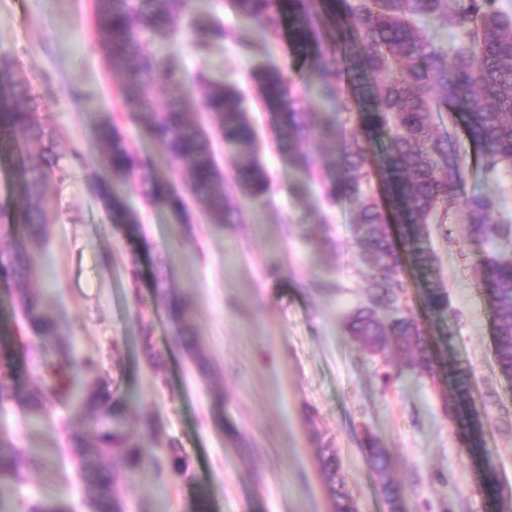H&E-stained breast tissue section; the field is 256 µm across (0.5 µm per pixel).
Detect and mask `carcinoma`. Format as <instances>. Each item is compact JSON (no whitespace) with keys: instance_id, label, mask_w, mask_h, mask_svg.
<instances>
[{"instance_id":"cac0c4a2","label":"carcinoma","mask_w":512,"mask_h":512,"mask_svg":"<svg viewBox=\"0 0 512 512\" xmlns=\"http://www.w3.org/2000/svg\"><path fill=\"white\" fill-rule=\"evenodd\" d=\"M240 15L277 37L288 19L293 55L308 60L317 93L325 101L343 99L345 109L359 112L358 126L349 132L326 120L316 126L302 106L288 77L279 70L257 69L252 80L266 109L276 113L277 144L281 152L308 174L317 175L325 198L342 200L357 213L355 235L367 266L370 306L355 311L347 328L360 350L379 355L396 350L409 356L410 366L432 379L447 371L435 354L434 339L411 316L390 321L376 309L395 304L404 284L398 279L402 258L388 226L395 221L416 232L422 224H446L451 210L463 211L471 232L493 240L512 237V224L492 219L497 199L473 194L461 197L463 160L450 146L448 133L433 122V113L452 112L471 142L476 158L488 173L512 165V12L500 0H234ZM190 0H95V15L112 75L123 100L133 107L136 120L167 157L169 176L184 183L186 194L169 188L166 179L141 176L149 163L130 151L120 125L106 123L100 130V153L109 179L94 185L114 212H127L117 185L136 180L143 195L162 201L180 221L188 220L193 199L206 209L213 224H236L242 200L259 199L269 187L268 174L256 148L255 132L243 107V95L231 83H212L202 72L190 74L160 56L156 44L178 33L176 13ZM439 19L465 36L449 51L427 33L428 21ZM195 52H205L224 35L211 18L196 16L189 25ZM160 83L177 89H198L201 108L214 121L213 130L190 118L184 95L158 105L151 90ZM383 135L388 144L378 155L367 139ZM51 134L41 124L28 86L16 78L12 57L0 53V142L27 153L38 152L36 167H22L13 187L24 201L21 211L0 202V231L15 236L13 249L0 254V280L9 288L19 318L0 325V334L12 337L0 346V409L21 405L31 423L45 418L48 408L67 405L73 387L82 380L77 411L87 418L92 432L63 426L71 457L76 461L84 497L92 512H128L117 489V472L127 475L143 463L173 478L185 479L190 459L176 444L158 457L144 440L126 428L125 404L111 398L106 381L84 379L95 369L90 358L77 355L61 336V319L47 314L42 298L31 287L40 265L29 253L27 240L45 239L43 184L57 164L48 146ZM231 150L230 163L242 199L224 194V173L218 164L213 139ZM331 141L336 155L322 166L303 146ZM378 181L386 190L380 198L370 188ZM24 233H16V228ZM480 281L487 286L493 317V346L499 373L512 379V257L493 255L479 265ZM426 306L435 313L448 310V295L428 285ZM173 314L182 324L181 344L201 374L207 362L198 354L189 329L190 305L171 299ZM450 413L467 430L470 418V378L454 368ZM22 373L27 382L17 383ZM364 452L378 476L391 512L400 508L401 488L389 475V453L368 436ZM37 465L30 448H20L0 434V483L19 481ZM25 512H71L63 499L33 496Z\"/></svg>"}]
</instances>
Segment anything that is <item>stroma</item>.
<instances>
[{
    "mask_svg": "<svg viewBox=\"0 0 512 512\" xmlns=\"http://www.w3.org/2000/svg\"><path fill=\"white\" fill-rule=\"evenodd\" d=\"M197 5L219 19L223 37L203 56L186 32L161 50L187 72L240 88L269 190L245 202L241 223H210L194 202L190 223L182 225L128 186L125 199L137 224L121 230L90 190L105 173L101 124L117 120L130 149L156 173L167 174L168 164L118 92L94 0H0V52L11 55L40 121L55 133L58 163L45 184L50 233L29 243L41 265L33 286L52 315L68 318L79 355L95 359L112 392L127 402L128 429L140 432L144 419H152L153 453L173 442L192 463L188 482L150 465L119 477L129 512H193L201 495L209 512H336L342 497L358 512H390L362 450L368 434L389 451L400 512H512V381L495 367L492 317L477 271L485 255H512V239L477 240L462 222L423 225L432 271L403 264L397 306L379 311L386 320L400 308L412 314L434 336L442 361L469 369L482 444L492 456L487 469L444 411L448 384L420 376L398 352L369 356L353 342L348 319L369 302L355 212L329 203L317 181L277 151L271 114L250 74L259 67L283 71L305 96L313 121L332 118L350 129L356 113L316 96L311 70L294 58L288 33L273 38L252 26L254 47L244 52L235 41L244 22L231 0ZM435 121L449 130L464 161L465 194L498 197L496 220L512 221V168L486 175L447 114ZM133 263L141 272L135 285ZM160 267L170 292L194 305L190 324L211 365L208 377L199 376L175 341L169 303L154 288ZM429 281L448 294L444 318L424 305ZM216 390L224 394L220 422L212 413ZM49 417L32 429L19 406L0 411L1 434L44 451L43 464L22 482L0 485V495L16 503L60 496L72 512H90L56 428L82 420L62 405ZM331 454L339 464L332 482L322 467Z\"/></svg>",
    "mask_w": 512,
    "mask_h": 512,
    "instance_id": "obj_1",
    "label": "stroma"
}]
</instances>
